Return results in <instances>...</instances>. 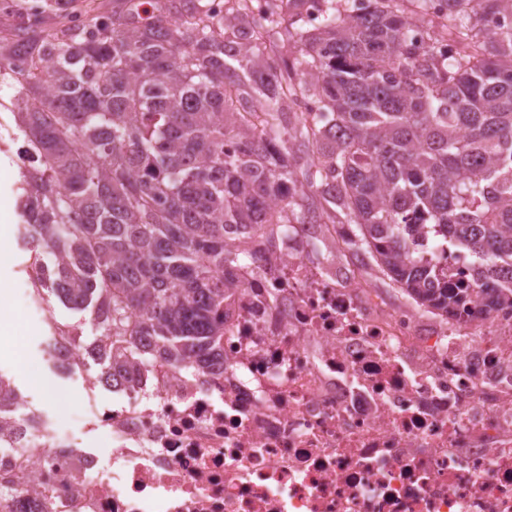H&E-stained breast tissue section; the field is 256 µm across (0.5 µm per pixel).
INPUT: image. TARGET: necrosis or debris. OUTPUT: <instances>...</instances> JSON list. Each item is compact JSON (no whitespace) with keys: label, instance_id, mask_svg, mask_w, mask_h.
<instances>
[{"label":"necrosis or debris","instance_id":"necrosis-or-debris-1","mask_svg":"<svg viewBox=\"0 0 512 512\" xmlns=\"http://www.w3.org/2000/svg\"><path fill=\"white\" fill-rule=\"evenodd\" d=\"M346 235L275 225L203 369L143 338L91 411L109 455L1 439L0 512H512V306H391L336 263Z\"/></svg>","mask_w":512,"mask_h":512}]
</instances>
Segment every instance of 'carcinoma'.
<instances>
[{"instance_id": "cac0c4a2", "label": "carcinoma", "mask_w": 512, "mask_h": 512, "mask_svg": "<svg viewBox=\"0 0 512 512\" xmlns=\"http://www.w3.org/2000/svg\"><path fill=\"white\" fill-rule=\"evenodd\" d=\"M305 2L39 8L0 37L25 81L20 215L34 265L53 257L34 293L90 312L100 371L143 336L179 367L216 346L268 224L346 226L360 269L440 315L512 304V0H323L315 24Z\"/></svg>"}]
</instances>
